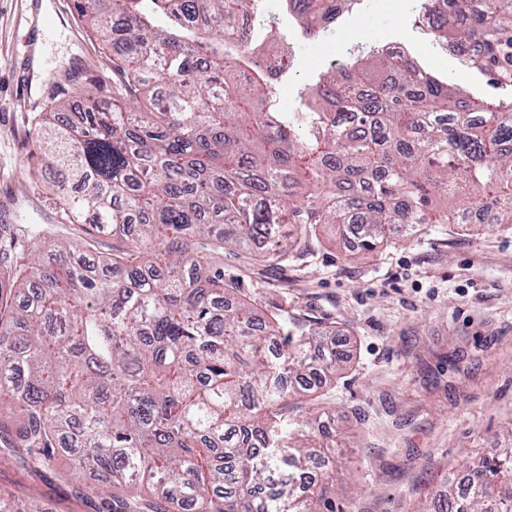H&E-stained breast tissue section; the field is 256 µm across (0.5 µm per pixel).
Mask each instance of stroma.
Wrapping results in <instances>:
<instances>
[{"label":"stroma","mask_w":512,"mask_h":512,"mask_svg":"<svg viewBox=\"0 0 512 512\" xmlns=\"http://www.w3.org/2000/svg\"><path fill=\"white\" fill-rule=\"evenodd\" d=\"M0 0V225L53 223L55 203L33 188L28 129L65 69L112 71V54L79 21L73 0ZM265 14L292 40L295 66L277 88L279 111L304 110L320 72L379 43L410 51L463 96L512 98V86L462 65L416 28L417 0H362L319 40L298 36L281 0ZM43 47L45 76L32 58ZM215 266L237 297L265 314L279 304L334 326L351 360L322 390L336 414L335 512H432L467 457L512 434V231L424 224L414 238L361 252L329 224L298 256L255 262L225 252ZM0 490L28 512H97L99 502L53 467L0 460Z\"/></svg>","instance_id":"stroma-1"}]
</instances>
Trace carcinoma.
I'll return each instance as SVG.
<instances>
[{
  "instance_id": "obj_1",
  "label": "carcinoma",
  "mask_w": 512,
  "mask_h": 512,
  "mask_svg": "<svg viewBox=\"0 0 512 512\" xmlns=\"http://www.w3.org/2000/svg\"><path fill=\"white\" fill-rule=\"evenodd\" d=\"M263 0H75L113 51L84 112L53 98L30 157L53 174L58 223L82 235L32 263L0 226V452L22 450L102 495L98 512H319L336 470L288 414L346 362L330 329L286 305L226 296L217 251L286 261L313 224L363 250L421 224L512 227V104L472 101L379 47L280 112L261 63L293 68ZM316 39L355 0H283ZM429 34L512 79V0H422ZM466 195L439 208L436 199ZM112 243H107V240ZM448 480L439 512H512V447Z\"/></svg>"
}]
</instances>
